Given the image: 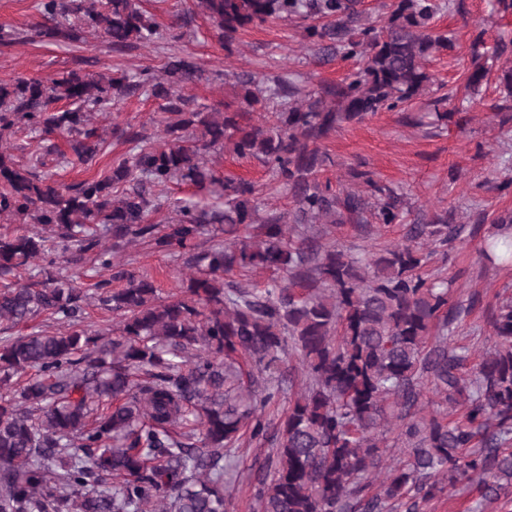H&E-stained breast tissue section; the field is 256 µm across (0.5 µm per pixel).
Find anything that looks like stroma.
<instances>
[{"instance_id": "stroma-1", "label": "stroma", "mask_w": 512, "mask_h": 512, "mask_svg": "<svg viewBox=\"0 0 512 512\" xmlns=\"http://www.w3.org/2000/svg\"><path fill=\"white\" fill-rule=\"evenodd\" d=\"M175 0H141L144 10L154 15L165 28L161 43L115 52L97 39L77 47L67 43L36 41L0 47V81L18 76L47 77L74 69L76 58H85L84 72H125L136 74L148 69L161 73L169 54H192L205 72H220V79L201 80L187 85L184 93L194 106L228 105L241 112L237 75L249 72L267 80L282 74H294L298 84L308 90L324 83H336L358 68L355 59L336 58L321 61L313 47L301 38L303 21L275 20L249 28L239 35L232 50H224L213 25L196 15L184 27L172 24L170 7ZM495 0H461L460 6H448L434 18L436 30L453 37L454 50L430 57L427 70L434 86L411 105L414 113L433 111L437 85H460L471 66L469 46L475 36H482L483 50L491 67L488 84L482 86L477 103L461 112L460 99L448 103V120L434 126L405 124L402 113L382 111L361 123L343 125L324 139L321 148L327 160L319 173L320 181L338 190L353 186V171L369 172L379 183L400 189L409 210L397 223L375 230V244H401L406 226L417 218H430L442 210L452 211L455 223L464 225L461 238L449 247L447 255H435L428 271L440 274L451 283L455 299L467 301L472 294L492 300L496 293H512V262L487 260L492 242V218L512 210V121L496 114L493 106L500 97L498 77L512 67L506 57L496 54L501 38H512V14L497 12ZM157 104L144 93H136L118 107L117 116H100L103 127L129 123L145 134H157L152 119ZM129 146L111 142L93 166L65 164L54 167L52 179L74 183L100 176L115 156ZM218 175H232L253 182L259 190L264 209L287 211L291 200L280 188L268 167L254 159L237 158L230 148L208 155ZM456 179H449V170ZM131 268L148 276L163 295L180 294L186 287L190 269L179 255L157 252L147 247L129 250ZM258 453V445L244 440L231 467L224 476V494L231 502V512H254L247 491L249 467Z\"/></svg>"}]
</instances>
